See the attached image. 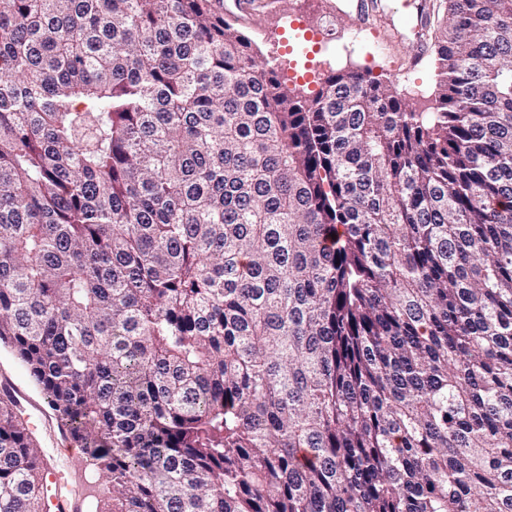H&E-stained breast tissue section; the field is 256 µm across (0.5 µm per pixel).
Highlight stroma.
Segmentation results:
<instances>
[{
	"mask_svg": "<svg viewBox=\"0 0 512 512\" xmlns=\"http://www.w3.org/2000/svg\"><path fill=\"white\" fill-rule=\"evenodd\" d=\"M374 19L376 39H356L346 17L334 21L338 49L330 50L305 40L304 29H317L326 22L324 0H264L252 14L238 21L259 56L281 55L285 65L297 74L316 70L323 78L330 73L370 72L396 86L401 98L413 110L433 111L438 96L434 59L424 55L414 60L415 8H396L393 0H379ZM10 402L27 423L45 463L63 470L65 499L77 501L79 512H96L99 501L111 496V488L98 480L81 448L61 426L43 392L31 380L23 363L11 348L0 343V399Z\"/></svg>",
	"mask_w": 512,
	"mask_h": 512,
	"instance_id": "obj_1",
	"label": "stroma"
}]
</instances>
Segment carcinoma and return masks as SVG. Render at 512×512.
Masks as SVG:
<instances>
[{
	"mask_svg": "<svg viewBox=\"0 0 512 512\" xmlns=\"http://www.w3.org/2000/svg\"><path fill=\"white\" fill-rule=\"evenodd\" d=\"M437 111L281 83L214 0H0V342L98 512H512V0ZM44 463L0 402V512Z\"/></svg>",
	"mask_w": 512,
	"mask_h": 512,
	"instance_id": "1",
	"label": "carcinoma"
}]
</instances>
